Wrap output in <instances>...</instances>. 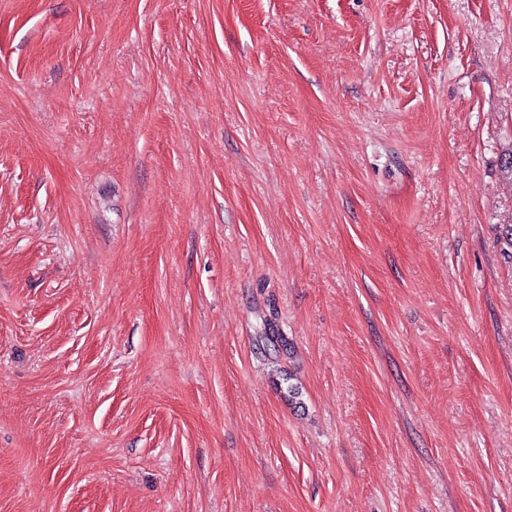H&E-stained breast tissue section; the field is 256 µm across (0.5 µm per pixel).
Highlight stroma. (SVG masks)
I'll use <instances>...</instances> for the list:
<instances>
[{
	"label": "stroma",
	"instance_id": "obj_1",
	"mask_svg": "<svg viewBox=\"0 0 512 512\" xmlns=\"http://www.w3.org/2000/svg\"><path fill=\"white\" fill-rule=\"evenodd\" d=\"M509 149L512 0H0V512H512Z\"/></svg>",
	"mask_w": 512,
	"mask_h": 512
}]
</instances>
